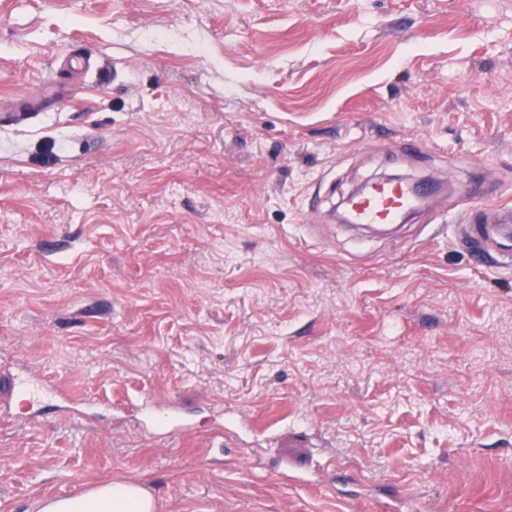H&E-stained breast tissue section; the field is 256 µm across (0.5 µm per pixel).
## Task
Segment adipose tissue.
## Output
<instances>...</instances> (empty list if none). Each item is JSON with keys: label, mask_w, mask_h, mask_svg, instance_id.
I'll return each mask as SVG.
<instances>
[{"label": "adipose tissue", "mask_w": 512, "mask_h": 512, "mask_svg": "<svg viewBox=\"0 0 512 512\" xmlns=\"http://www.w3.org/2000/svg\"><path fill=\"white\" fill-rule=\"evenodd\" d=\"M42 512H154V502L138 482L106 481L73 497L47 500Z\"/></svg>", "instance_id": "obj_1"}]
</instances>
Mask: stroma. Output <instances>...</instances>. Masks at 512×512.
<instances>
[{
    "label": "stroma",
    "instance_id": "35a3bbf8",
    "mask_svg": "<svg viewBox=\"0 0 512 512\" xmlns=\"http://www.w3.org/2000/svg\"><path fill=\"white\" fill-rule=\"evenodd\" d=\"M501 197L512 0H0V512H512ZM418 207L411 188L399 182H377L354 196L348 207L349 224H398ZM42 512H153V498L135 481H106L87 491L43 503Z\"/></svg>",
    "mask_w": 512,
    "mask_h": 512
}]
</instances>
